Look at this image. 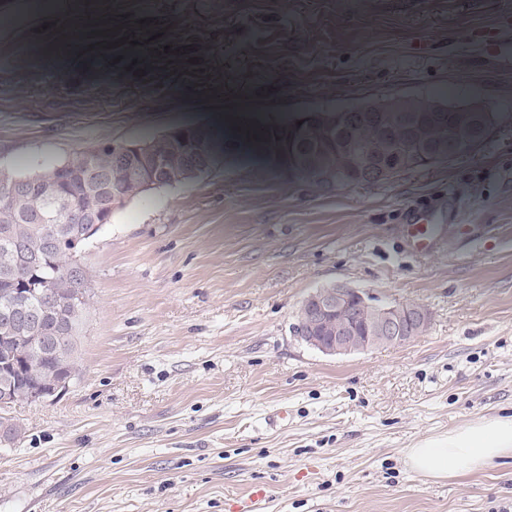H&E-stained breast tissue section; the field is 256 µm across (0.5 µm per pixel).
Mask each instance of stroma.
<instances>
[{"instance_id":"35a3bbf8","label":"stroma","mask_w":512,"mask_h":512,"mask_svg":"<svg viewBox=\"0 0 512 512\" xmlns=\"http://www.w3.org/2000/svg\"><path fill=\"white\" fill-rule=\"evenodd\" d=\"M61 27L0 26V171L21 177L89 145L176 129L224 157L149 190L90 239L92 303L59 399L8 410L0 512H512V464L445 480L407 449L512 412V9L453 0H170ZM66 41L65 60L35 41ZM95 64L77 62L86 50ZM135 57L136 72L114 67ZM288 71L289 105L226 116L224 92ZM460 91L496 120L472 148L379 185L306 180L298 122L413 88ZM433 199L434 248L405 227ZM345 284L428 309L397 347L327 356L291 333L302 300Z\"/></svg>"}]
</instances>
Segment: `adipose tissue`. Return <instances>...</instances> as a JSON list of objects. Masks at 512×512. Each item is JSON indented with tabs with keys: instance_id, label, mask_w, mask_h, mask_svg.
I'll list each match as a JSON object with an SVG mask.
<instances>
[{
	"instance_id": "obj_1",
	"label": "adipose tissue",
	"mask_w": 512,
	"mask_h": 512,
	"mask_svg": "<svg viewBox=\"0 0 512 512\" xmlns=\"http://www.w3.org/2000/svg\"><path fill=\"white\" fill-rule=\"evenodd\" d=\"M512 458V415H494L407 449L409 469L426 478L472 474Z\"/></svg>"
}]
</instances>
